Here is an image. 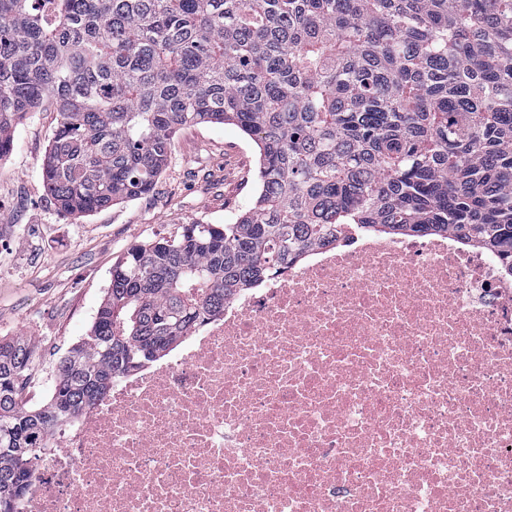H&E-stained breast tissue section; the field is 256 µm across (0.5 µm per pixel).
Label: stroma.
I'll return each instance as SVG.
<instances>
[{"mask_svg": "<svg viewBox=\"0 0 512 512\" xmlns=\"http://www.w3.org/2000/svg\"><path fill=\"white\" fill-rule=\"evenodd\" d=\"M56 125L51 104L19 126L0 161V337L36 345L35 370L22 394L36 405L66 349L87 336L110 271L131 245L174 234L196 221L223 224L258 190V151L232 124L180 130L168 167L140 198L75 217L53 203L42 162Z\"/></svg>", "mask_w": 512, "mask_h": 512, "instance_id": "35a3bbf8", "label": "stroma"}]
</instances>
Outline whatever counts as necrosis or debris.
<instances>
[{
  "mask_svg": "<svg viewBox=\"0 0 512 512\" xmlns=\"http://www.w3.org/2000/svg\"><path fill=\"white\" fill-rule=\"evenodd\" d=\"M47 446L16 512H512V277L449 234L315 249Z\"/></svg>",
  "mask_w": 512,
  "mask_h": 512,
  "instance_id": "1",
  "label": "necrosis or debris"
}]
</instances>
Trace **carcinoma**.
Masks as SVG:
<instances>
[{"label":"carcinoma","mask_w":512,"mask_h":512,"mask_svg":"<svg viewBox=\"0 0 512 512\" xmlns=\"http://www.w3.org/2000/svg\"><path fill=\"white\" fill-rule=\"evenodd\" d=\"M47 99L69 215L149 193L203 123L256 143L260 193L130 246L45 403L20 400L32 339L0 338V512L116 378L344 233H451L512 276V0H0V159Z\"/></svg>","instance_id":"carcinoma-1"}]
</instances>
